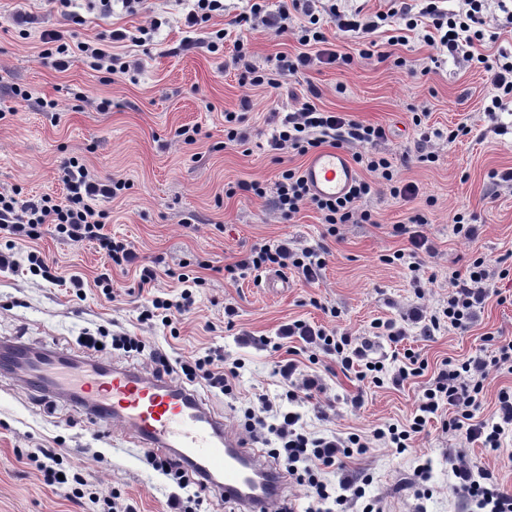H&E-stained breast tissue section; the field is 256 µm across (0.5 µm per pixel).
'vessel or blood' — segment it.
<instances>
[{"instance_id":"vessel-or-blood-1","label":"vessel or blood","mask_w":512,"mask_h":512,"mask_svg":"<svg viewBox=\"0 0 512 512\" xmlns=\"http://www.w3.org/2000/svg\"><path fill=\"white\" fill-rule=\"evenodd\" d=\"M303 175L314 195L336 198L348 192L357 170L343 150L324 149L311 155ZM22 363L28 389L68 397L98 425H120L142 447L194 471L240 512H270L281 499L283 475L173 377L146 376L51 349L35 358L24 344H0L1 371H16Z\"/></svg>"}]
</instances>
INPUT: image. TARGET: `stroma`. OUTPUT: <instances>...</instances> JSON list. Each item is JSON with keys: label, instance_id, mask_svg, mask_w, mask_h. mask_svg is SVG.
Returning <instances> with one entry per match:
<instances>
[{"label": "stroma", "instance_id": "1", "mask_svg": "<svg viewBox=\"0 0 512 512\" xmlns=\"http://www.w3.org/2000/svg\"><path fill=\"white\" fill-rule=\"evenodd\" d=\"M245 5L224 0L223 14L196 31L184 24L189 0H157L150 14L129 13L121 0L107 12L87 0L54 9L40 0H0V192L16 189L23 201L49 196L64 202L61 164L78 158L94 178L129 182V189L100 208L107 214L105 233L126 240L138 255L137 265L113 267L95 245L62 240L53 226L43 227L35 247L62 281L52 283L23 268L0 271V340L73 353L77 336L102 330L142 336L175 357L221 351L226 361L244 362L235 398L196 382L191 388L237 432L244 409L257 404L259 395L275 399L285 411L296 407L277 372L278 362L295 351L308 373L320 376L334 403L323 419L312 405L303 406L308 429L344 437L405 424L443 360L490 353L488 334L512 336V279L497 283L506 302L489 299L467 331L444 326L425 336L411 319L414 311L428 316L446 306L451 271L463 269L472 255L492 261L512 256V183L490 177L512 170V103L489 119L483 112L492 94L487 74L462 56L438 54L415 34L394 49L404 60L400 67L360 57L359 45L349 38L340 46L353 55L351 65L317 64L277 89L242 84L239 71L224 61L239 33L234 19ZM222 28L229 40L223 53H211L203 38ZM115 29L130 36L118 54L136 67L135 77L114 76L85 58L60 72L38 57L42 32L60 30L70 45L95 47ZM434 56L439 62L433 69ZM311 84L320 90L322 109L385 127L387 138L375 150L397 160V179L416 185V197L404 201L384 191L363 199L360 206L372 212L374 223L342 224L334 236L313 206L292 220L280 218L269 192L281 167L259 144L272 130L271 113L294 111ZM19 88L31 92L32 100L16 96ZM42 99L47 107H39ZM241 110L255 147L224 144V115ZM420 110L429 114L428 128L444 133L464 123L472 131L452 143L424 139L412 122ZM184 125L200 126L195 145L175 138ZM430 151L437 162H417L418 153ZM252 181L262 183L266 196L242 191L225 196L228 183ZM422 208L429 218L422 232L434 252L424 256L415 276L385 258L408 248L407 236L394 227ZM457 211L478 223L474 240L453 235L449 217ZM283 240L295 248L328 246L331 256L315 284L273 271L257 279L227 276L226 266L253 246ZM158 258L164 274L140 287V266ZM200 261L208 264L200 272L205 284L175 330L140 323V306L156 296L178 299L183 289L178 274L185 264ZM104 271L112 274L110 297L95 285ZM73 276L82 280L81 292L73 291ZM229 307L234 316L226 315ZM297 320L370 340L375 358L413 350L428 367L422 376L378 387L341 370L330 357L309 363L300 337L278 336ZM377 322L396 324L403 340L375 335ZM455 415L447 409L433 417L409 451L399 454L376 443L351 460L350 470L372 474L366 494L380 498L385 512H460L448 486L452 449H463L471 464L492 472L500 488L512 493V466L503 462L512 444L489 451L443 432V421ZM41 448L55 449L75 466L87 491L116 496L137 512H170L172 485L146 463L130 434L117 425L96 427L76 405L33 394L17 377L0 375V512H101L89 499L74 501L45 486L31 460ZM426 462L433 496L420 499L408 484Z\"/></svg>", "mask_w": 512, "mask_h": 512}]
</instances>
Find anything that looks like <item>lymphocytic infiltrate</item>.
Returning <instances> with one entry per match:
<instances>
[{
    "label": "lymphocytic infiltrate",
    "instance_id": "lymphocytic-infiltrate-1",
    "mask_svg": "<svg viewBox=\"0 0 512 512\" xmlns=\"http://www.w3.org/2000/svg\"><path fill=\"white\" fill-rule=\"evenodd\" d=\"M423 2V7L416 12L407 0H390L388 11L365 17L357 11L349 13L340 10L334 2L327 5L323 0H281L276 16L272 17L267 13L265 0H249V10L242 13L240 21L253 30L272 23L278 34L285 35L289 32L288 22L292 13L304 15L307 23L300 26L296 37L302 50L294 54L279 53L274 69L267 71L250 61L248 42L238 39L233 44L230 63L234 69L240 70L243 79L250 85L277 89L285 77L298 75L310 66V46H319L320 54L327 63L352 64L350 54L328 47V38L319 24L321 14H328L339 32L353 33L359 39L369 37L387 20H401L404 29L389 38L388 43L392 46L405 45L407 32L416 30L419 18L425 17L430 21V30L423 33L424 42L447 50L452 56L464 55L468 62L487 73L493 96L490 104L484 108L486 115H493L506 103L512 102V62H504L474 50L475 45L497 40L496 34H485L482 28L490 0H456L455 7L451 9L441 8L440 0ZM308 93V98L299 108L277 117L267 139L269 149H290L304 155L324 145L335 148L351 146L355 149L354 162L365 167L368 175L357 178L347 195L331 200L314 196L298 168L283 167L273 190V206L281 219L291 220L303 206L310 204L320 213L322 222L328 226V234L332 235L337 225L371 222V213L359 210L358 204L377 193L379 185H386L390 196L396 199L406 200L416 196L415 186L396 179L391 159L375 156L370 151L371 146L386 136L382 126L367 125L351 116L325 111L317 104L318 89L309 87ZM62 171L67 188L65 202L59 203L45 196L36 202L22 203L16 196L0 192V231H7L16 240L34 241L40 239L43 226L51 224L58 234L69 241L96 244L113 265L135 264L138 256L133 247L105 233L102 223L104 213L97 208L99 200L116 198L126 190L127 182L120 179L106 182L95 180L74 157L63 163ZM329 255V249L322 245L296 250L284 242L263 244L253 247L245 258L227 266L226 271L231 278L237 279L270 270H290L313 283L325 268ZM510 276L512 270H493L489 260L483 256L472 258L465 270L452 271L448 303L441 312L430 315L424 328L425 334H433L444 324L460 331L467 330L476 308L488 298L494 278ZM178 280L184 286L179 301L160 297L152 299L150 306L142 310L140 322L147 324L158 321L168 328L173 324L174 314L190 310L195 303L194 291L203 286L204 280L191 273L179 274ZM281 335L285 338L301 337L315 351L334 357L343 370L355 371L358 379L371 380L378 386L382 385L384 378L399 383L421 375L427 367L423 359L408 350L403 354V365L388 370L369 356L366 346L354 345L351 337H339L335 332L315 329L301 321L288 325ZM491 342L490 355L462 362L444 360L432 382L425 388L412 422L403 428L389 425L375 429L374 439L397 451H406L412 438L424 431L430 417L448 405L456 409L457 415L445 423V430L463 433L467 442H480L482 447L493 451L503 448L507 437L512 436V389L499 391L494 420H478L472 413L476 397L483 391L490 370L512 372V337L497 335L492 337ZM78 343L93 353L120 350L134 355L149 352L157 374L179 373L191 382L201 379L207 388L227 395L233 394L239 376L236 367H225L222 354L214 352L203 357L173 359L161 349L146 350L141 337L126 333L115 336L87 334L79 337ZM259 403V408L245 409L244 426L255 441L265 446L269 458L283 464L289 479L307 487L312 502L305 512H322V504L329 500L344 508L359 499L365 502L362 512H383L379 500L368 501L364 498L365 486L370 482L368 475H350L346 472L348 459L367 451L368 444L360 435L353 433L341 438L307 433L299 426L302 418L300 412L276 410L274 402L265 396L260 397ZM146 457L155 471L178 487L177 494L169 498L173 512H189L179 496L181 490L192 489L194 501H202L206 489L199 486L187 470L152 451L147 452ZM448 463L452 478L450 488L462 512H512V494L499 487L492 473L471 466L461 452L449 454ZM36 466L47 486H72L74 498L86 497L94 503L104 502L108 512H136L133 505L121 508L114 500L103 501L97 493L86 494L78 490L77 485L82 481L80 474L65 470L58 455L50 450H42ZM330 468L342 474L340 485L343 493L337 497L330 495L326 483L320 478L321 471Z\"/></svg>",
    "mask_w": 512,
    "mask_h": 512
}]
</instances>
